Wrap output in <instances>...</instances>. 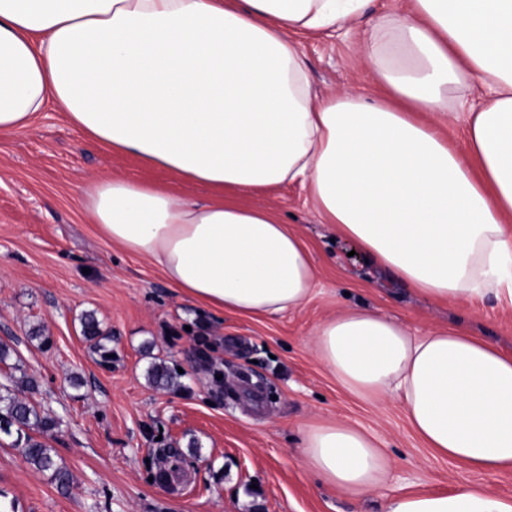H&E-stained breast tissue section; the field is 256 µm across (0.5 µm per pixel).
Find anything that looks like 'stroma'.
I'll list each match as a JSON object with an SVG mask.
<instances>
[{
	"mask_svg": "<svg viewBox=\"0 0 512 512\" xmlns=\"http://www.w3.org/2000/svg\"><path fill=\"white\" fill-rule=\"evenodd\" d=\"M405 0H373L356 32L304 42L316 94L381 90L363 45L369 19L404 13ZM123 177L207 201L206 187L138 157L89 144L48 106L20 133L0 136V384L26 374L28 402L56 417L45 434L73 474L61 489L32 469L15 436L0 434V492L15 512H383L384 498L454 489L473 473L435 457L410 427L403 403L358 399L341 388L314 346L316 327L368 306L419 333L451 322L512 350V302H437L377 266L320 223L300 185L242 195L270 209L310 248L319 270L300 307L253 319L193 306L151 262L100 234L81 187ZM94 313L114 357L102 362L82 334ZM174 383L149 381L152 365ZM263 379L266 396H222L214 371ZM342 422L375 434L392 461L383 494L343 496L305 469L297 447L309 423Z\"/></svg>",
	"mask_w": 512,
	"mask_h": 512,
	"instance_id": "1",
	"label": "stroma"
}]
</instances>
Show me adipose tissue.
<instances>
[{
	"instance_id": "ef3b65f1",
	"label": "adipose tissue",
	"mask_w": 512,
	"mask_h": 512,
	"mask_svg": "<svg viewBox=\"0 0 512 512\" xmlns=\"http://www.w3.org/2000/svg\"><path fill=\"white\" fill-rule=\"evenodd\" d=\"M371 0H0V133L46 104L108 151L223 191L183 199L122 178L82 194L101 232L206 308L295 309L318 271L300 237L245 193L298 183L306 207L436 301L512 297V0H408L365 43L382 97L313 98L300 38L349 34ZM461 125L465 150L443 130ZM338 383L398 397L435 456L477 474L384 512H512L483 478L512 471V353L463 324L413 334L367 307L315 330ZM306 469L349 497L392 462L339 422L302 431Z\"/></svg>"
}]
</instances>
